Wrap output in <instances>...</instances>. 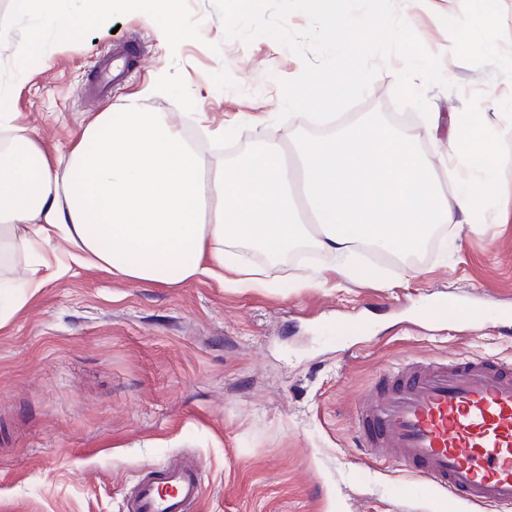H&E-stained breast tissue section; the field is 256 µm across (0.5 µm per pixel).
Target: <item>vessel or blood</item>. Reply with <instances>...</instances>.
<instances>
[{
  "instance_id": "1",
  "label": "vessel or blood",
  "mask_w": 512,
  "mask_h": 512,
  "mask_svg": "<svg viewBox=\"0 0 512 512\" xmlns=\"http://www.w3.org/2000/svg\"><path fill=\"white\" fill-rule=\"evenodd\" d=\"M136 59L129 47L100 58L89 97L111 92ZM353 422L366 455L400 462L423 484L482 512H512V364L486 357L407 360L380 376ZM202 484L197 460L153 466L127 512H190Z\"/></svg>"
}]
</instances>
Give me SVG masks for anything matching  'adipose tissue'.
<instances>
[{
  "mask_svg": "<svg viewBox=\"0 0 512 512\" xmlns=\"http://www.w3.org/2000/svg\"><path fill=\"white\" fill-rule=\"evenodd\" d=\"M451 24L468 32L494 23L497 0H455ZM499 121L422 115L424 130H446L452 193L405 120L362 119L328 136L264 140L236 164L207 159L187 122L153 112L143 97L103 111L66 158L0 113V265L29 259L19 291L0 302L7 324L61 263L55 239L76 247L72 263L141 282L177 285L215 278L247 290L262 270L233 264L239 244L278 255L305 239L351 276L359 244L418 246L437 224L469 221L477 202L498 203L503 147L512 140V98L494 102Z\"/></svg>",
  "mask_w": 512,
  "mask_h": 512,
  "instance_id": "1",
  "label": "adipose tissue"
}]
</instances>
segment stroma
<instances>
[{"label":"stroma","instance_id":"35a3bbf8","mask_svg":"<svg viewBox=\"0 0 512 512\" xmlns=\"http://www.w3.org/2000/svg\"><path fill=\"white\" fill-rule=\"evenodd\" d=\"M432 54L453 66L452 89L432 87L434 112H465L471 99L512 96V0L480 32L490 56L460 55L449 0H394ZM181 48L170 52L140 10L109 28H76L66 44L40 29L19 0H0V29L37 32L46 55L33 70L0 45V110L67 154L98 113L85 95L102 54L127 43L145 53L113 94L118 106L159 74L156 112H197L225 127L224 161L261 138L326 134L300 115L278 122L296 55L268 36L225 39L213 0H179ZM399 63L389 56L342 122L397 113ZM247 112L259 125H238ZM424 258L354 248L353 280L328 272L312 241L275 260L246 251L268 287L240 291L215 280L137 283L97 268L48 276L0 326V512H125L137 474L192 450L205 481L195 512H470L425 490L397 462L369 459L353 437L352 407L376 376L407 358L487 357L512 362V329L435 324L426 306L459 298L512 307V206L443 225Z\"/></svg>","mask_w":512,"mask_h":512}]
</instances>
